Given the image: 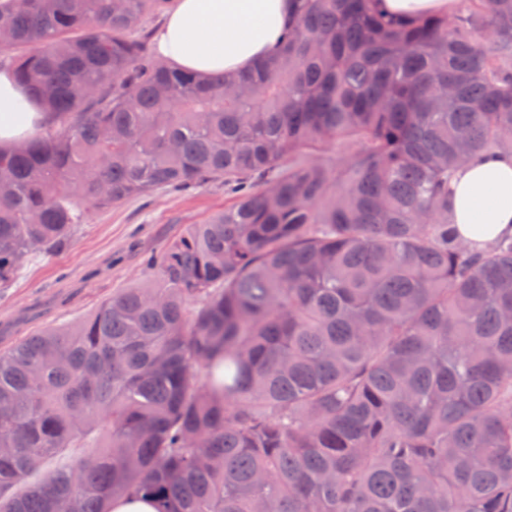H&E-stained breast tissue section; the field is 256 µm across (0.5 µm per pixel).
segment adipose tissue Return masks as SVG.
Wrapping results in <instances>:
<instances>
[{
    "mask_svg": "<svg viewBox=\"0 0 512 512\" xmlns=\"http://www.w3.org/2000/svg\"><path fill=\"white\" fill-rule=\"evenodd\" d=\"M292 9L291 0H174L155 32V46L160 56L188 72L241 71L276 54ZM48 119L12 73L1 70L0 146L26 139ZM449 198L463 241L485 246L512 235V155L462 169L449 185Z\"/></svg>",
    "mask_w": 512,
    "mask_h": 512,
    "instance_id": "adipose-tissue-1",
    "label": "adipose tissue"
}]
</instances>
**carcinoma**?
<instances>
[{
	"label": "carcinoma",
	"mask_w": 512,
	"mask_h": 512,
	"mask_svg": "<svg viewBox=\"0 0 512 512\" xmlns=\"http://www.w3.org/2000/svg\"><path fill=\"white\" fill-rule=\"evenodd\" d=\"M169 2L0 0V68L53 115L0 148L1 285L94 210L233 199L0 352V512H512V237L448 204L512 153V0H294L232 77L152 59ZM454 0H382L383 10L406 20L426 15L451 14ZM107 512H155L154 502L146 497H114L107 503Z\"/></svg>",
	"instance_id": "carcinoma-1"
}]
</instances>
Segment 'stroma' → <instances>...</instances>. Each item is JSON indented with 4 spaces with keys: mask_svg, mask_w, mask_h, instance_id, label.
Wrapping results in <instances>:
<instances>
[{
    "mask_svg": "<svg viewBox=\"0 0 512 512\" xmlns=\"http://www.w3.org/2000/svg\"><path fill=\"white\" fill-rule=\"evenodd\" d=\"M229 202L223 182L214 181L94 211L66 247L34 257L0 288V349L41 328L79 321L118 289L148 281V255Z\"/></svg>",
    "mask_w": 512,
    "mask_h": 512,
    "instance_id": "1",
    "label": "stroma"
}]
</instances>
